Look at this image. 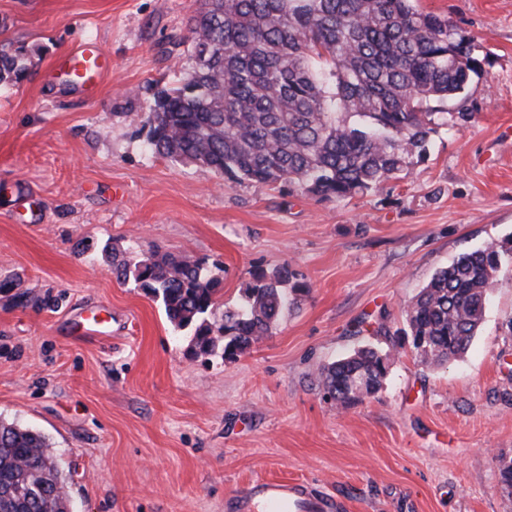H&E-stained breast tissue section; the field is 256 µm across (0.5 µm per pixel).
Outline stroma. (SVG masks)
<instances>
[{"mask_svg":"<svg viewBox=\"0 0 512 512\" xmlns=\"http://www.w3.org/2000/svg\"><path fill=\"white\" fill-rule=\"evenodd\" d=\"M421 5L475 46L482 74L446 105L474 118L336 199L149 150L154 95L190 64L196 0H0V45L27 65L0 84V418L50 439L75 512H226L271 476L346 512H512V270L463 358L425 364L403 334L436 271L512 234V0ZM84 38L111 67L92 99L47 76ZM107 246L194 255L223 306L284 265L310 290L244 354L193 358L159 302L115 278ZM368 343L401 350L377 393L341 407L320 369Z\"/></svg>","mask_w":512,"mask_h":512,"instance_id":"35a3bbf8","label":"stroma"}]
</instances>
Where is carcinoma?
Wrapping results in <instances>:
<instances>
[{
  "label": "carcinoma",
  "instance_id": "1",
  "mask_svg": "<svg viewBox=\"0 0 512 512\" xmlns=\"http://www.w3.org/2000/svg\"><path fill=\"white\" fill-rule=\"evenodd\" d=\"M418 0H199L192 67L158 91L148 147L232 181L288 183L322 198L379 188L427 154L430 135L482 71L471 40ZM22 58L0 49V83L20 80ZM512 237L460 255L407 304V335L424 363L462 357L483 323ZM112 273L160 301L173 330L193 331L188 353L235 358L267 335L308 292L287 268L253 274L239 301L210 320L221 281L191 255L138 260L112 252ZM365 345L324 366L323 389L343 407L370 396L352 387L387 375ZM0 512H73L68 475L48 438L0 418Z\"/></svg>",
  "mask_w": 512,
  "mask_h": 512
}]
</instances>
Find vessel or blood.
I'll return each mask as SVG.
<instances>
[{
    "label": "vessel or blood",
    "instance_id": "b4317fda",
    "mask_svg": "<svg viewBox=\"0 0 512 512\" xmlns=\"http://www.w3.org/2000/svg\"><path fill=\"white\" fill-rule=\"evenodd\" d=\"M106 53L95 41L79 43L55 60L50 78L65 77L74 88L97 93L104 74ZM230 512H340L341 502L314 492L303 480L262 479L250 483L229 502Z\"/></svg>",
    "mask_w": 512,
    "mask_h": 512
}]
</instances>
